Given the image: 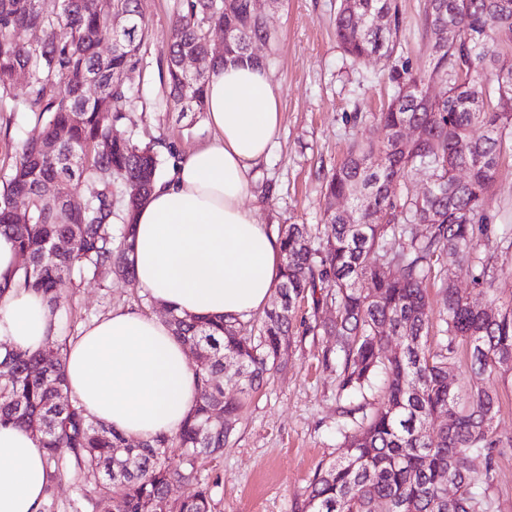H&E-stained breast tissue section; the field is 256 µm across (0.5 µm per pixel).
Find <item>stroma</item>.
Listing matches in <instances>:
<instances>
[{
  "label": "stroma",
  "mask_w": 512,
  "mask_h": 512,
  "mask_svg": "<svg viewBox=\"0 0 512 512\" xmlns=\"http://www.w3.org/2000/svg\"><path fill=\"white\" fill-rule=\"evenodd\" d=\"M146 37L131 83L141 97L112 132L146 143L160 140L161 172L169 174L173 155L208 142L212 131L203 112L166 107V70L173 21L180 0H140ZM402 38L398 50L414 71L427 69L429 50L419 28L424 0H398ZM340 0H263L271 33L254 50L269 60L280 91L283 121L276 144L253 170L245 206L255 209L270 230L282 224L320 223L326 198L322 177L345 157L354 139L374 140L372 116L390 98L389 63L373 56L353 62L336 41L334 20ZM43 129L36 114L0 112V183L24 140ZM59 321L71 336L111 314L133 308L155 316L163 309L136 282L109 271L65 289ZM333 307L302 301L295 310L293 344L285 367L261 391L245 400L223 454L205 460L199 477L212 489L211 512H292L319 464L333 460L341 442L336 432L339 404L336 374L322 364L331 343L325 322ZM500 411L494 421L503 445L493 494L495 512H512V383L499 385ZM93 477L67 474L54 482L43 512H101L96 498L83 497Z\"/></svg>",
  "instance_id": "1"
}]
</instances>
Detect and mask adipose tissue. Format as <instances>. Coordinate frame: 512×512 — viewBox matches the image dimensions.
Masks as SVG:
<instances>
[{
    "mask_svg": "<svg viewBox=\"0 0 512 512\" xmlns=\"http://www.w3.org/2000/svg\"><path fill=\"white\" fill-rule=\"evenodd\" d=\"M206 110L213 140L158 180L135 215V278L178 313L247 319L267 305L282 264L278 237L243 204L280 130L279 90L264 67H215ZM17 263L13 238L0 234V357L39 350L58 328L39 296L12 286ZM65 373L95 419L141 440L175 434L199 394L183 344L164 321L131 309L83 329ZM49 484L36 436L0 426V512H41Z\"/></svg>",
    "mask_w": 512,
    "mask_h": 512,
    "instance_id": "1",
    "label": "adipose tissue"
}]
</instances>
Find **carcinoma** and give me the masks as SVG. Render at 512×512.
<instances>
[{
    "label": "carcinoma",
    "mask_w": 512,
    "mask_h": 512,
    "mask_svg": "<svg viewBox=\"0 0 512 512\" xmlns=\"http://www.w3.org/2000/svg\"><path fill=\"white\" fill-rule=\"evenodd\" d=\"M112 6L128 16L130 29L113 32L96 0H61L52 14L39 0H0V102L44 120L42 135L21 144L0 187V233L14 238L18 285L54 312L64 305L62 289L103 269L134 276L137 207L127 183L151 175L149 193L158 179L156 144L112 134V123L125 118L132 102L125 75L137 67L146 36L138 0H113ZM382 15L383 27L376 22ZM217 23L231 35L215 62L269 65L251 51L270 34L248 0H183L167 56L168 106L206 110L207 77L187 74L181 59L207 54L205 33ZM17 26L33 30L35 38H15ZM421 29L431 43L428 69L415 73L406 62L392 67L395 92L376 117L380 137L354 142L325 175L322 223L278 228L283 272L276 303L247 320L169 310L172 333L196 349L200 382L178 433L131 444L88 415L68 396L70 337L61 331L36 352L15 349L0 360V425L35 434L53 466L51 479L69 471L103 474L106 482L94 493L105 512H211V488L197 477L198 462L223 453L244 405L224 394L219 377L242 385L244 394L266 385L290 345L296 304L309 297L335 307L325 325L335 340L322 363L335 370L339 395L364 399L380 375L384 387L371 411L364 403L341 410L339 454L316 468L294 512H378L383 503L388 512H494L490 489L499 441L493 424L497 385L512 376V298L500 302L503 269L492 264L489 251L512 250V226L492 230L487 209L500 161L512 155V0H427ZM335 30L351 58H391L400 45L398 5L341 0ZM105 43L111 45L106 56L100 53ZM20 72L26 88L18 97L13 90ZM435 82L444 84L439 101L428 97ZM409 123L421 127V139L398 138ZM477 126L484 134L473 137ZM61 130L67 137L45 150ZM102 143L108 151H99ZM420 167L432 180L421 193L410 186ZM61 177L73 187L94 180L99 193L66 209L39 192L43 182ZM22 191L29 210L19 215L13 199ZM340 199L349 206L334 207ZM75 232L77 253L55 248ZM463 265L494 308L455 287L454 269ZM436 276L437 312L427 291ZM391 336L401 340L395 352L386 348ZM462 351L484 384L449 380ZM216 409L224 411L222 427L209 423ZM474 456L483 457L482 469L470 465ZM175 481L192 482L194 489L171 504Z\"/></svg>",
    "instance_id": "cac0c4a2"
}]
</instances>
